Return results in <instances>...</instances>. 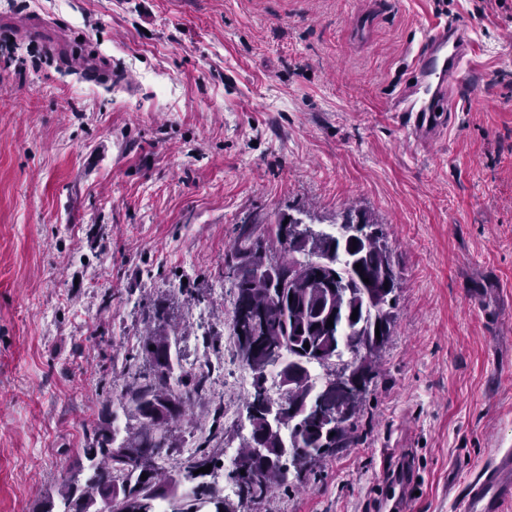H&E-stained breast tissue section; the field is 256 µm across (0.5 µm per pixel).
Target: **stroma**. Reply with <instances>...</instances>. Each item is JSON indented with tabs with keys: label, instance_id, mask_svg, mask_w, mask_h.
<instances>
[{
	"label": "stroma",
	"instance_id": "obj_1",
	"mask_svg": "<svg viewBox=\"0 0 512 512\" xmlns=\"http://www.w3.org/2000/svg\"><path fill=\"white\" fill-rule=\"evenodd\" d=\"M112 68L48 59L31 20ZM472 51L422 140L391 111L428 26ZM384 226L400 285L359 444L251 512H454L512 449V0H0V512H38L117 412L152 305L211 393L163 467L249 437L225 256L241 225ZM201 302H194V295Z\"/></svg>",
	"mask_w": 512,
	"mask_h": 512
}]
</instances>
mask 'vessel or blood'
<instances>
[{
	"label": "vessel or blood",
	"instance_id": "b4317fda",
	"mask_svg": "<svg viewBox=\"0 0 512 512\" xmlns=\"http://www.w3.org/2000/svg\"><path fill=\"white\" fill-rule=\"evenodd\" d=\"M469 49L457 24L434 28L419 48L413 62L415 81L399 97L398 109L422 138H432L442 113L454 111L451 87ZM460 495L462 512H500L512 500V454L495 455L489 467L464 482Z\"/></svg>",
	"mask_w": 512,
	"mask_h": 512
}]
</instances>
